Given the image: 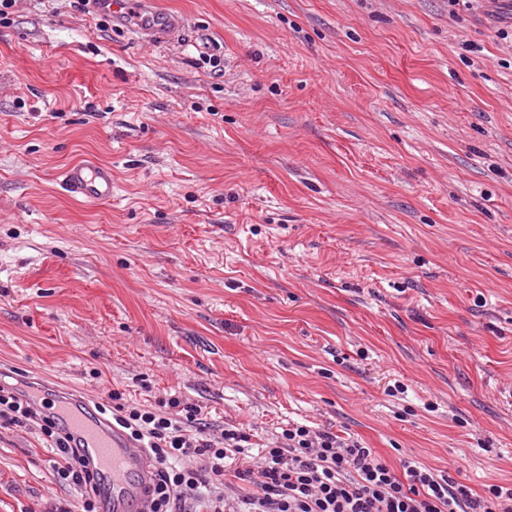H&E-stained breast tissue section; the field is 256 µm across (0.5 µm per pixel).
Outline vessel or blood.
<instances>
[{
  "mask_svg": "<svg viewBox=\"0 0 512 512\" xmlns=\"http://www.w3.org/2000/svg\"><path fill=\"white\" fill-rule=\"evenodd\" d=\"M99 11L111 14L115 24L134 26L143 39H172L183 26L181 16L158 13L154 0H99ZM69 192L89 203L112 198L110 166L86 162L66 168L62 174ZM26 400L48 402L63 429L77 441L82 454L103 473L109 494L104 512H135L144 498L150 479L148 460L142 448L130 441L111 422L94 411L90 403L73 390L60 388L45 398L42 383L27 386Z\"/></svg>",
  "mask_w": 512,
  "mask_h": 512,
  "instance_id": "b4317fda",
  "label": "vessel or blood"
}]
</instances>
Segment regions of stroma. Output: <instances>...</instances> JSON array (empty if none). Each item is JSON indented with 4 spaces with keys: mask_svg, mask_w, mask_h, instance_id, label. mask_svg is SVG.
<instances>
[{
    "mask_svg": "<svg viewBox=\"0 0 512 512\" xmlns=\"http://www.w3.org/2000/svg\"><path fill=\"white\" fill-rule=\"evenodd\" d=\"M76 0L0 24V364L512 485V44L448 0ZM217 55L212 67L201 53ZM112 168L111 201L61 171ZM404 392L391 397V386ZM0 424V512L73 491ZM96 8L104 13L112 14V23L131 26L143 39L156 41L170 40L183 27L184 20L179 15L161 14L154 9V0H97ZM97 1L81 0L78 3L85 6ZM131 23H135L132 26Z\"/></svg>",
    "mask_w": 512,
    "mask_h": 512,
    "instance_id": "stroma-1",
    "label": "stroma"
}]
</instances>
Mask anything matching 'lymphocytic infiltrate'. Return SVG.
Listing matches in <instances>:
<instances>
[{"label":"lymphocytic infiltrate","instance_id":"obj_1","mask_svg":"<svg viewBox=\"0 0 512 512\" xmlns=\"http://www.w3.org/2000/svg\"><path fill=\"white\" fill-rule=\"evenodd\" d=\"M112 422L148 453V512H512V487L474 494L445 472L404 460L394 470L354 438L290 423L253 444L251 431L214 429L201 405L178 396L152 405L112 391ZM0 421L37 425L53 443V468L75 495L60 512H100L102 477L57 420L0 386Z\"/></svg>","mask_w":512,"mask_h":512}]
</instances>
